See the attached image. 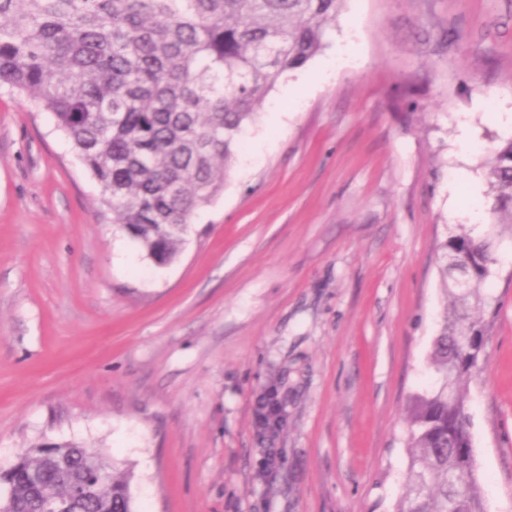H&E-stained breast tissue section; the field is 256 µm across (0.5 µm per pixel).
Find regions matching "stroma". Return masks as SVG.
<instances>
[{
  "instance_id": "35a3bbf8",
  "label": "stroma",
  "mask_w": 512,
  "mask_h": 512,
  "mask_svg": "<svg viewBox=\"0 0 512 512\" xmlns=\"http://www.w3.org/2000/svg\"><path fill=\"white\" fill-rule=\"evenodd\" d=\"M511 110L512 0H347L159 267L53 115L1 90L0 467L74 441L131 473L135 512H395L438 255L467 232L496 259L473 448L512 512V227L483 166Z\"/></svg>"
}]
</instances>
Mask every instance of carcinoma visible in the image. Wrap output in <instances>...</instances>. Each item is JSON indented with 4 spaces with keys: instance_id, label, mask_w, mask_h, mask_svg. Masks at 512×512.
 Returning a JSON list of instances; mask_svg holds the SVG:
<instances>
[{
    "instance_id": "carcinoma-1",
    "label": "carcinoma",
    "mask_w": 512,
    "mask_h": 512,
    "mask_svg": "<svg viewBox=\"0 0 512 512\" xmlns=\"http://www.w3.org/2000/svg\"><path fill=\"white\" fill-rule=\"evenodd\" d=\"M346 0H0V89L53 114L101 189V206L157 265L179 254L193 214L224 187L243 128L289 70L324 46ZM491 210L512 224V139L484 162ZM486 238L451 236L440 273L466 287L430 353L433 386L411 398L406 492L398 512H487L467 388L481 372L496 263ZM133 512L129 476L95 448L35 444L8 469L5 512Z\"/></svg>"
}]
</instances>
